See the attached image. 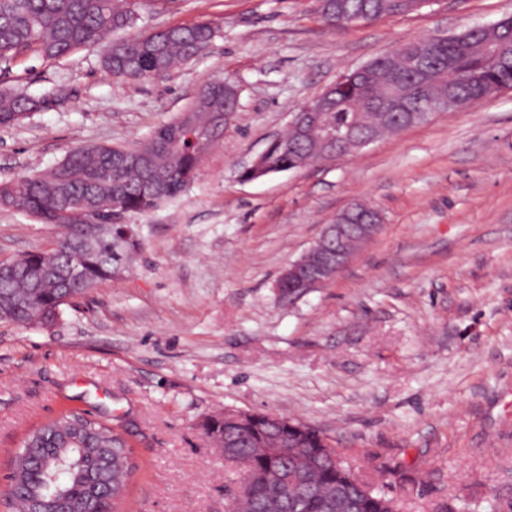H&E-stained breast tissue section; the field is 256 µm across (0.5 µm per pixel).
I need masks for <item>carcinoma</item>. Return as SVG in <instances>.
<instances>
[{"label": "carcinoma", "mask_w": 512, "mask_h": 512, "mask_svg": "<svg viewBox=\"0 0 512 512\" xmlns=\"http://www.w3.org/2000/svg\"><path fill=\"white\" fill-rule=\"evenodd\" d=\"M141 0H0V62L34 54L60 60L101 44L107 36L135 26ZM414 0H317L316 11L331 26L333 19L359 16L371 22L409 13ZM207 21L163 31L116 38L107 46L103 66L112 76L141 81L168 72L176 63L197 56L213 39ZM512 89V16L491 27L468 28L447 37L421 36L366 63L362 70L340 75L323 118L345 127L353 117L373 125L379 134L400 132L390 113L413 115L412 127L426 122L427 100L456 112ZM48 104L22 92L0 90V126L14 125ZM224 82L209 83L195 99L145 141L133 146L77 147L61 162L17 186L0 184V207L24 212L58 230L60 249L30 252L5 262L0 274V323H49L61 306L112 280L117 263L136 248L115 236V225L130 213L155 210L176 197L195 178L203 157L224 135ZM309 119L283 135L284 148H272L263 170H296L325 160V151L308 132ZM81 274L72 278L71 264ZM201 428L219 448H231V469L265 455L277 435L257 418L244 430L210 417ZM31 447L15 456L7 500L17 512H28L37 500L43 512L64 500L73 506L91 496L90 467L103 461L100 492L118 509L128 481L138 470L126 453L129 444L105 423L75 419L64 411L27 436ZM310 489L286 501L261 486L247 489L250 512H397L392 500L341 465L316 467Z\"/></svg>", "instance_id": "obj_1"}]
</instances>
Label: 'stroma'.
I'll use <instances>...</instances> for the list:
<instances>
[{"instance_id": "1", "label": "stroma", "mask_w": 512, "mask_h": 512, "mask_svg": "<svg viewBox=\"0 0 512 512\" xmlns=\"http://www.w3.org/2000/svg\"><path fill=\"white\" fill-rule=\"evenodd\" d=\"M138 14L142 33L205 20L216 34L141 82L109 76L101 45L12 62L0 87L54 104L0 126V183L79 146L141 142L214 79L239 107L184 192L127 216L138 247L111 282L51 323H0V494L25 431L73 409L132 443L125 512H226L228 468L200 424L235 409L320 430L400 512H512V91L328 164L241 177L339 75L494 23L512 0H432L334 28L313 0H143ZM356 203L382 213L377 235L330 283L280 293ZM55 237L0 207V260Z\"/></svg>"}]
</instances>
